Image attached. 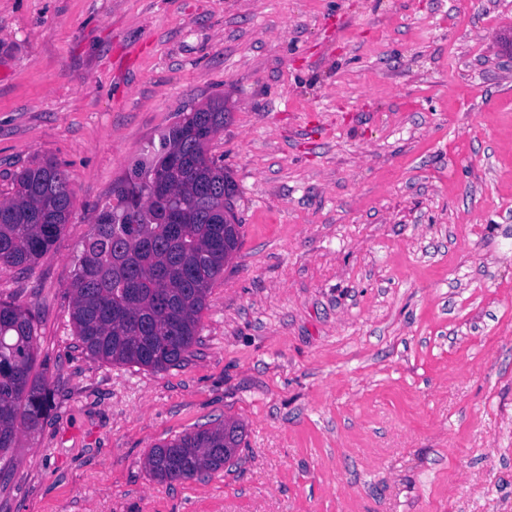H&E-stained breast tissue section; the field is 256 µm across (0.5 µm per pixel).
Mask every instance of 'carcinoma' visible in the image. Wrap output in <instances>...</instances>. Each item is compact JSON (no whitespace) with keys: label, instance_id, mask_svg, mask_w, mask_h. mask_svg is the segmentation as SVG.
Wrapping results in <instances>:
<instances>
[{"label":"carcinoma","instance_id":"cac0c4a2","mask_svg":"<svg viewBox=\"0 0 512 512\" xmlns=\"http://www.w3.org/2000/svg\"><path fill=\"white\" fill-rule=\"evenodd\" d=\"M224 99L183 110L150 158L112 190L75 264L71 319L83 349L105 362L161 371L180 364L199 342L201 313L212 283L240 244L235 185L208 154L224 129ZM157 178L170 188L152 196ZM73 191L56 163L34 160L16 171L0 199V270H28L59 241ZM37 332L30 309L0 300V455L35 430L52 402L34 373ZM243 426L227 420L151 449L145 460L158 482L189 481L234 459Z\"/></svg>","mask_w":512,"mask_h":512}]
</instances>
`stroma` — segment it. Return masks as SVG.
Returning <instances> with one entry per match:
<instances>
[{
  "label": "stroma",
  "mask_w": 512,
  "mask_h": 512,
  "mask_svg": "<svg viewBox=\"0 0 512 512\" xmlns=\"http://www.w3.org/2000/svg\"><path fill=\"white\" fill-rule=\"evenodd\" d=\"M217 96L242 237L199 342L94 359L84 238ZM37 158L71 218L0 300L34 314L54 402L0 512H512V0H0V194ZM226 419L238 457L151 478L153 446Z\"/></svg>",
  "instance_id": "stroma-1"
}]
</instances>
